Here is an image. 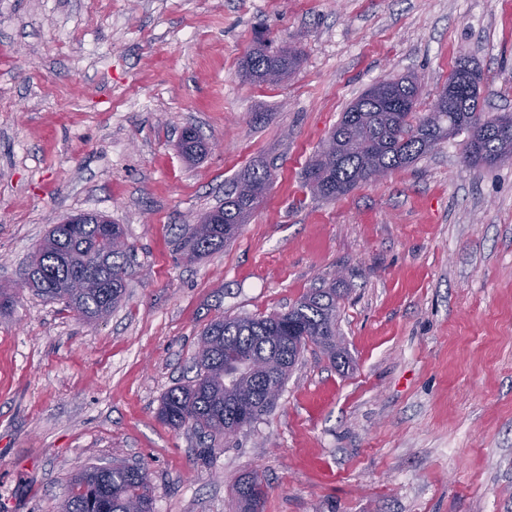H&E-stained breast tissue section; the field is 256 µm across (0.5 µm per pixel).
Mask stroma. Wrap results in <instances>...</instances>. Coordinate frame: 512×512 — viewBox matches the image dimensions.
Listing matches in <instances>:
<instances>
[{
	"instance_id": "1",
	"label": "stroma",
	"mask_w": 512,
	"mask_h": 512,
	"mask_svg": "<svg viewBox=\"0 0 512 512\" xmlns=\"http://www.w3.org/2000/svg\"><path fill=\"white\" fill-rule=\"evenodd\" d=\"M296 47L274 86L241 66ZM512 113V0H0V512H58L75 476L150 472L154 512H512V159L463 136L325 200L303 169L370 87L417 75L419 112L459 64ZM194 128L209 149L178 150ZM272 181L236 239L188 260L187 225L253 165ZM123 225L122 302L93 324L24 286L53 225ZM348 359L301 356L230 438L172 429L204 328L282 313L322 282ZM208 447L207 459L198 450ZM268 486L257 475L249 474L238 482L237 510L239 512H259L267 495Z\"/></svg>"
}]
</instances>
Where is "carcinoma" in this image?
I'll return each instance as SVG.
<instances>
[{
  "label": "carcinoma",
  "mask_w": 512,
  "mask_h": 512,
  "mask_svg": "<svg viewBox=\"0 0 512 512\" xmlns=\"http://www.w3.org/2000/svg\"><path fill=\"white\" fill-rule=\"evenodd\" d=\"M295 50L270 54L255 49L246 60L245 77L273 85L297 68ZM398 106L381 103L366 91L343 113L323 148L307 163L305 183L312 194L330 199L360 183L406 167L431 151L448 129L466 134L464 161L491 167L512 156V113L492 117L479 110V100L459 94L438 112L416 115L419 86L407 75L390 81ZM182 154L196 160L205 154L204 143L188 129ZM271 171L253 167L224 190V204L206 213L202 223L188 226L181 248L195 258L224 248L239 234L246 217L265 191ZM80 223L55 224L31 260L25 284L49 302H61L85 323H93L122 300L127 276V251L113 247L111 236L124 234L106 215L86 213ZM335 287L316 288L303 295L285 313L266 317L219 318L202 336L208 347L197 352L196 375L190 383L167 392L160 419L174 429L191 428L203 436L226 435L238 403L254 401L253 419L273 408L264 397L265 384L274 376L283 389L306 347H316L339 368L346 364L336 330ZM238 512H260L267 485L254 474L240 479ZM61 512H153L150 478L146 468L133 465L92 466L74 480Z\"/></svg>",
  "instance_id": "cac0c4a2"
}]
</instances>
